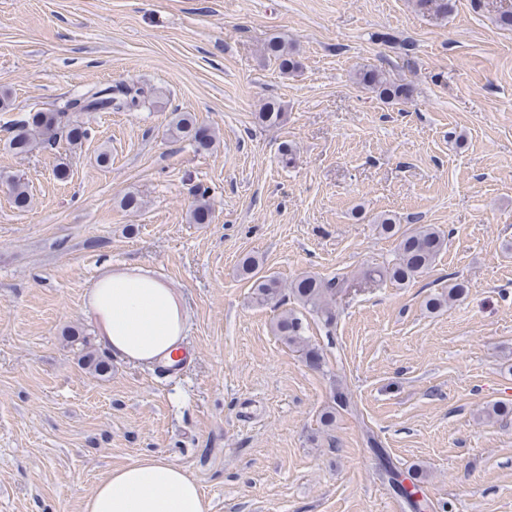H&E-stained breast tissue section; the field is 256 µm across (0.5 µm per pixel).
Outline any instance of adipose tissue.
Returning a JSON list of instances; mask_svg holds the SVG:
<instances>
[{
	"label": "adipose tissue",
	"mask_w": 512,
	"mask_h": 512,
	"mask_svg": "<svg viewBox=\"0 0 512 512\" xmlns=\"http://www.w3.org/2000/svg\"><path fill=\"white\" fill-rule=\"evenodd\" d=\"M184 307L181 292L134 267L99 279L89 296L102 349L135 364L180 358ZM85 512H206V504L181 466L147 455L112 470L87 498Z\"/></svg>",
	"instance_id": "1"
}]
</instances>
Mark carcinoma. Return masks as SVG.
<instances>
[{"mask_svg":"<svg viewBox=\"0 0 512 512\" xmlns=\"http://www.w3.org/2000/svg\"><path fill=\"white\" fill-rule=\"evenodd\" d=\"M416 7L436 17L445 18L451 10L450 0H416ZM266 53L279 63L283 72H293L299 68V62L293 57L288 42L279 37L271 38L266 45ZM359 83L376 90L385 99L398 100L406 98L410 89L390 83L383 70L376 67L364 68L357 74ZM145 103V91L141 87L128 84L100 85L78 93L67 99L63 106L54 111L30 112L14 126L9 139V148L22 155L30 152L37 144L53 145L59 139H65L71 145H78L89 137V129L78 123L65 121L73 107L80 112H121L135 111ZM284 116L282 107L274 102L264 105L259 113V120L276 126ZM172 133L181 138L192 140L200 149H209L216 143L214 131L198 122L189 112L180 113L173 126ZM14 204L20 208L28 206L30 196L27 184L21 179H13L9 184ZM211 212L206 199L199 198L190 211V219L195 224H207ZM379 233L397 240L395 259L387 265L368 267L362 275L372 281H394L403 284L425 273L436 258L448 246V235L440 228L423 224L415 228H403L391 218H384L377 225ZM260 263L253 257H246L241 262V275L251 282L253 299L259 304L278 301L281 286L277 279L260 274ZM346 279L336 277L330 281L305 274L289 285V293L302 308L319 316L325 327L330 328L335 322L336 314L332 307V298L345 288ZM465 292V286L459 282L448 284V292L435 295L426 302V307L435 310L457 300ZM272 331L284 343L302 348L305 359L314 368L322 366L320 351L309 345L303 336L301 319L292 311L278 316ZM72 341L82 346V359L87 368L95 374L105 376L112 370V364L100 355L90 342L80 336ZM391 482L398 486L413 512H431L433 504L428 498L413 499L414 491L408 490L401 480V474L391 465L385 466Z\"/></svg>","mask_w":512,"mask_h":512,"instance_id":"obj_1","label":"carcinoma"}]
</instances>
